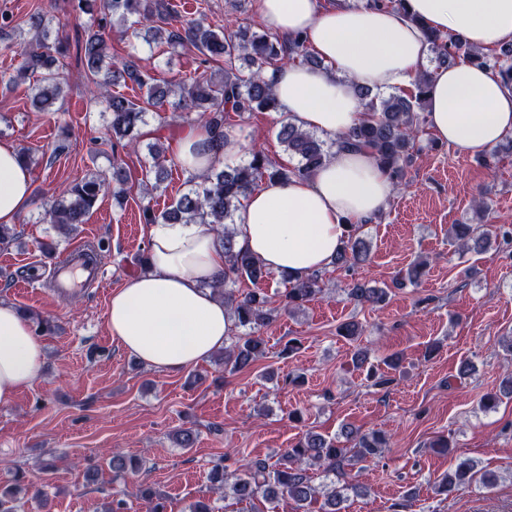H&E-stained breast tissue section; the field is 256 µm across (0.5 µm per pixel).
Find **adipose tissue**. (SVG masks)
<instances>
[{"label": "adipose tissue", "mask_w": 512, "mask_h": 512, "mask_svg": "<svg viewBox=\"0 0 512 512\" xmlns=\"http://www.w3.org/2000/svg\"><path fill=\"white\" fill-rule=\"evenodd\" d=\"M260 12L272 33L302 34L322 60L315 69L280 67L273 87L289 121L330 139L364 117L354 84H411L429 53L424 28L456 34L482 51L512 41V0H405L399 9L366 0H261ZM426 118L454 151L488 153L512 134V90L491 69L445 65L433 71ZM246 148L231 137L216 149L195 126L177 140L174 156L201 172ZM393 193L367 150L339 146L312 176L265 180L250 192L235 221L236 242L269 271L302 277L328 267L350 226L380 214ZM30 201L28 168L14 145L0 142V224L15 223ZM148 239L147 266L113 292L106 326L143 366L187 371L222 351L231 333L224 302L211 289L224 275V251L207 224H154ZM45 356L29 319L0 302V405L38 379Z\"/></svg>", "instance_id": "adipose-tissue-1"}]
</instances>
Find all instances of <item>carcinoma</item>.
I'll list each match as a JSON object with an SVG mask.
<instances>
[{
    "mask_svg": "<svg viewBox=\"0 0 512 512\" xmlns=\"http://www.w3.org/2000/svg\"><path fill=\"white\" fill-rule=\"evenodd\" d=\"M77 8L87 14L101 13L112 16V21L124 26L127 22L141 24L156 21L169 24L172 15L168 0H76ZM34 34L21 46L24 63L19 74L29 77L39 74L31 95V105L39 111H48L63 92L59 70L52 69L55 58L47 43L48 30L41 18L31 22ZM148 31L152 39L165 40L173 47L192 45L205 56L207 63H224L210 74L202 73L190 81L162 82L149 71H142L133 61L116 63L109 55V46L104 33L90 31L85 39L77 42V55L83 57L92 76L97 96L106 92L105 103L109 129L113 139L124 146L137 149L146 143L147 166H145V194L151 195L165 180L167 165H178L169 154V148L161 137L148 141L145 127L148 125L149 108L161 107L172 96L176 98L174 109L194 115L192 123L210 131L216 145H224L229 136L226 114L233 112L239 117L253 112H278L272 81L267 71L276 70L283 64H318L298 38L279 39L265 33L233 23L212 26L200 22H188L182 29H165L151 26ZM425 38L438 65L455 60H465L479 67H488L498 72L504 85L512 89V42L503 44L499 50L486 53L476 50L448 33H440L423 27ZM128 77L139 89L145 90L139 102L121 93H110L108 87L121 78ZM431 71L420 72L407 93L392 92L387 95L371 94L368 87L356 88V94L364 105L368 117L352 127L342 138L329 140L320 135L302 130L290 121L281 123L277 138L288 155L296 160L291 166L277 164L260 150H253L248 160L220 171L210 168L201 173H188L190 188L167 208L158 211L150 205L142 208L146 224H210L224 249V278L212 285V290L222 299L234 328H243L247 333L224 344L219 358L224 366L233 371L251 367L265 355V341L261 329L272 320L275 308L271 298L261 289L239 292L233 284L248 280L257 283L267 279L270 272L253 256L236 249L234 240L235 215L242 199L257 184L266 179L287 180L292 176H308L322 166L340 144L365 148L375 161L388 173L393 185L403 186L405 169L411 162V150L415 140L424 133L426 125V95ZM105 191V183L86 179L62 189L44 213V220L69 235L77 226L85 223L87 216L97 205ZM461 251L471 248L480 251L491 243V232L483 224H454L448 231ZM369 250L367 241L353 227L335 263L347 267L366 260ZM429 261L416 263L400 273L395 284L414 286L421 281ZM288 284L282 298V307L292 314L316 295L323 292L321 272L314 271L299 279L281 276ZM350 299L371 307L385 305L390 289L369 287L360 280L352 281L347 288ZM512 396V374L504 378L499 392H489L481 400L484 411H494L501 398ZM342 436L346 445L334 438L309 431L296 443L280 454L273 464L266 459H250L235 470L217 464L210 471V481L224 496L236 501L252 502L260 497L272 501L278 496H288L303 509L318 495H323L324 512H342L344 502L350 495L361 496L365 488L344 479L346 469L376 458L381 449L388 446V438L377 431L360 433L344 427ZM318 470L323 477L321 486L313 483L311 471ZM491 476L477 477L474 464L462 461L457 468L442 479L439 492L451 495L462 486L487 485Z\"/></svg>",
    "mask_w": 512,
    "mask_h": 512,
    "instance_id": "carcinoma-1",
    "label": "carcinoma"
}]
</instances>
